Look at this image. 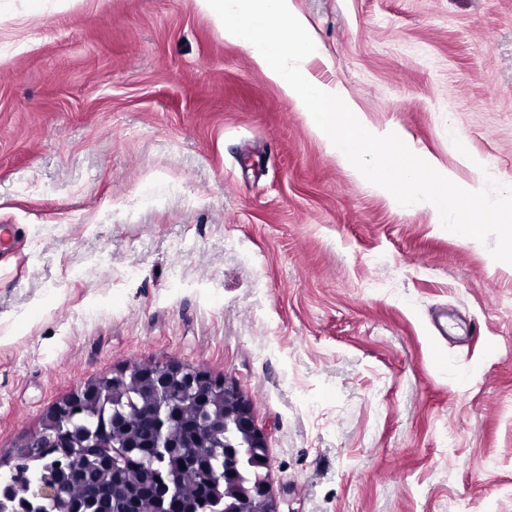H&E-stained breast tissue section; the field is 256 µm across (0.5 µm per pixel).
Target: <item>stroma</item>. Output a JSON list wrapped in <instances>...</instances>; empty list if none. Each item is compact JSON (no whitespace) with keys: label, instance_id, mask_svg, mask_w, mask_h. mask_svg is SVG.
<instances>
[{"label":"stroma","instance_id":"1","mask_svg":"<svg viewBox=\"0 0 512 512\" xmlns=\"http://www.w3.org/2000/svg\"><path fill=\"white\" fill-rule=\"evenodd\" d=\"M293 8L368 125L512 187V0ZM154 361L241 384L278 512H512V268L345 170L196 0H0V459Z\"/></svg>","mask_w":512,"mask_h":512}]
</instances>
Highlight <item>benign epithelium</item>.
I'll use <instances>...</instances> for the list:
<instances>
[{
	"label": "benign epithelium",
	"mask_w": 512,
	"mask_h": 512,
	"mask_svg": "<svg viewBox=\"0 0 512 512\" xmlns=\"http://www.w3.org/2000/svg\"><path fill=\"white\" fill-rule=\"evenodd\" d=\"M137 377L149 396L145 401L126 390L127 379ZM177 387L182 396L202 412L211 413L206 420L189 424L191 433L215 444H224V482L234 491L226 504L229 512H277L268 490L267 480L245 483L242 469L251 464L266 466L267 443L264 432L256 424L252 404L233 380L215 379L205 370L177 362H134L112 375L94 378L56 401L45 413L41 429L29 441L40 448H54L64 440L71 444L82 442L87 431L74 423V417L85 407L90 410L112 403V427L127 430L124 440L110 439L104 428L97 430V441L105 444L103 469L112 474V484L99 491L108 496L122 488L126 462L131 449L147 448V459L171 453L185 455L197 469L198 479L205 485L212 482L209 469L187 452L193 447L190 440H179L173 427L179 423L175 405L167 403V391ZM148 484L155 503V512H164L167 499L177 495L174 473L151 469ZM67 484L54 470L46 471L35 481L25 484V492L35 500L54 501L65 494Z\"/></svg>",
	"instance_id": "benign-epithelium-1"
}]
</instances>
